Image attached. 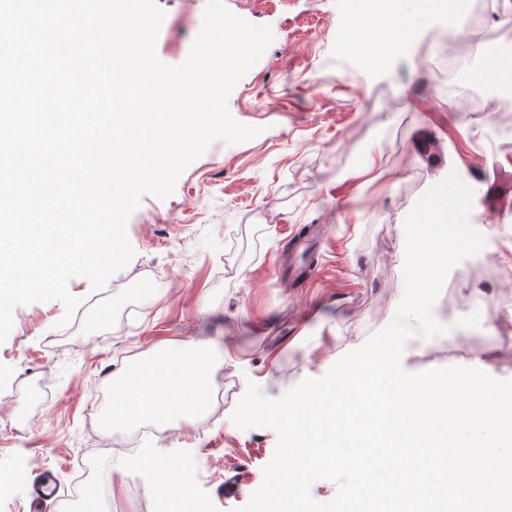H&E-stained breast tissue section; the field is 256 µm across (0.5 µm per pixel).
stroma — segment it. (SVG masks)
<instances>
[{
	"instance_id": "35a3bbf8",
	"label": "stroma",
	"mask_w": 512,
	"mask_h": 512,
	"mask_svg": "<svg viewBox=\"0 0 512 512\" xmlns=\"http://www.w3.org/2000/svg\"><path fill=\"white\" fill-rule=\"evenodd\" d=\"M164 12L155 50L165 64L185 61L200 32L206 0H157ZM236 16L269 26L273 40L228 98L233 118L259 127L240 143H213L179 177L166 199L144 197L129 217L135 255L100 289L84 277L70 323L61 302L22 305L0 344V401L6 416L39 414L41 426L0 444V473L15 470L0 512H74L99 475L112 476V512H159L146 474L123 465L119 448L93 446L86 431L92 390H108L118 359L216 337L224 343V408L206 430L171 427L141 445L189 459L192 496L204 512H236L261 486L278 442L273 429L238 428L232 414L249 384L278 399L307 378L324 376L394 319L404 296L399 226L417 201L450 172L468 184L486 180L477 159L495 156L512 173V123L496 100L512 85L503 51L512 52V9L493 37L484 29L454 45L448 25L432 20L403 56L378 67L341 59L343 0H225ZM470 55L463 84L478 87L479 111L462 112L432 80L448 50ZM498 66L499 81L475 80ZM472 226L512 264V212ZM311 240L319 275L286 283L294 242ZM444 330H413L405 371L466 366L489 357L512 380V295H502L480 255L449 272L434 305ZM138 482L132 494L130 482ZM55 489L35 509L33 487Z\"/></svg>"
}]
</instances>
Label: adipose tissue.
I'll list each match as a JSON object with an SVG mask.
<instances>
[{"mask_svg":"<svg viewBox=\"0 0 512 512\" xmlns=\"http://www.w3.org/2000/svg\"><path fill=\"white\" fill-rule=\"evenodd\" d=\"M223 355L215 340L182 342L134 361L112 383L106 423L125 428L141 423L177 426L207 413L213 375ZM127 466L155 476L154 492L164 512H186L191 500L187 465L162 455L134 456Z\"/></svg>","mask_w":512,"mask_h":512,"instance_id":"1","label":"adipose tissue"}]
</instances>
